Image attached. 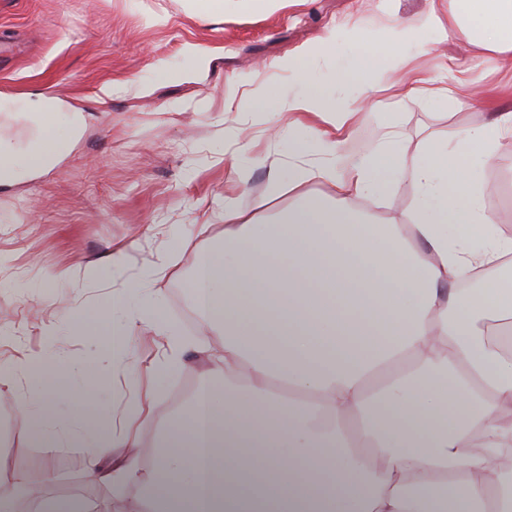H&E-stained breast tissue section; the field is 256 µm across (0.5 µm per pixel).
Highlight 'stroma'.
I'll list each match as a JSON object with an SVG mask.
<instances>
[{"label":"stroma","instance_id":"obj_1","mask_svg":"<svg viewBox=\"0 0 512 512\" xmlns=\"http://www.w3.org/2000/svg\"><path fill=\"white\" fill-rule=\"evenodd\" d=\"M193 0H0V124L9 125L20 151L33 149L39 123L29 111L34 94L80 111L85 131L65 140L63 154L48 171L23 173L0 186V471L49 463L82 472L86 451L73 445L34 448L17 406L26 380L17 367L23 356L46 354L51 369L77 373L86 362L99 366L95 413H142L144 447L161 442L183 401L210 382L215 359L224 354V332L196 320L187 283L199 256L224 237L218 208L234 197L245 210L264 203L265 219L287 208L293 196L272 192L269 169L260 156L273 154L287 175L294 161L289 137L272 138V124L260 112H229L228 97L250 83L282 84L296 90L292 73L277 66L298 57L329 30L339 41L328 57L313 60L310 72L324 79L350 62L358 36L381 49L396 22L413 26V36L395 48L401 74L438 89L435 97L388 100L397 124L396 149L414 152L428 136L453 138L458 131L512 109V62L475 57L473 49L421 27L430 11L447 15L448 0H280L269 13L244 11L209 16ZM208 59L203 74L189 75L188 48ZM476 66H469L470 58ZM140 89H127L128 81ZM111 84L112 97H100ZM470 97L457 109L445 89ZM253 149L234 153L226 132ZM489 205L512 230V145L481 176ZM409 180L387 197L354 198V208L381 223L401 221L414 201ZM183 241L170 274L154 280L151 264L171 242ZM121 265L104 270L111 252ZM67 268L70 280L51 275ZM142 283L161 299L165 318L182 336L201 338L202 352L184 351L174 373L159 362L164 338L141 331L127 338L121 356L112 354L111 327L126 312L109 308L106 294ZM80 302L86 324L60 315L61 305ZM95 323L99 334L88 333Z\"/></svg>","mask_w":512,"mask_h":512}]
</instances>
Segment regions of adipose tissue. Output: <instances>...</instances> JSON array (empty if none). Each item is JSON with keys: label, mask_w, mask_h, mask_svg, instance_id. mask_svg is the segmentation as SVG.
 <instances>
[{"label": "adipose tissue", "mask_w": 512, "mask_h": 512, "mask_svg": "<svg viewBox=\"0 0 512 512\" xmlns=\"http://www.w3.org/2000/svg\"><path fill=\"white\" fill-rule=\"evenodd\" d=\"M453 4L445 19L428 12L425 26L512 57V0ZM335 43L330 31L280 61L298 91L260 84L225 103L230 112L316 117L294 140L315 160L289 172L298 200L274 223H258L232 198L221 205L224 240L199 258L188 288L203 321L223 327L224 360L214 384L183 403L153 451L155 467L142 469L135 423L118 434L89 412L95 365L76 382L48 375L37 358L21 364L32 444L80 442L88 477L111 480L116 493L143 486L136 512H512V475L492 456L512 447V352L485 337L489 321L512 318V233L485 207L478 177L512 140V111L455 142L427 137L413 154L396 151L392 116L375 99L343 108L327 93L331 83L368 90L388 80L389 53L366 47L328 81L311 77L308 60ZM373 117L382 139L347 156L351 125ZM58 158L42 148L19 155L0 128V185ZM404 176L416 190L412 223H374L350 206L386 197ZM310 182L333 195L303 192ZM125 300L135 310L121 335H173L151 295ZM277 381L296 400L273 391ZM64 404L73 423L65 433Z\"/></svg>", "instance_id": "ef3b65f1"}]
</instances>
